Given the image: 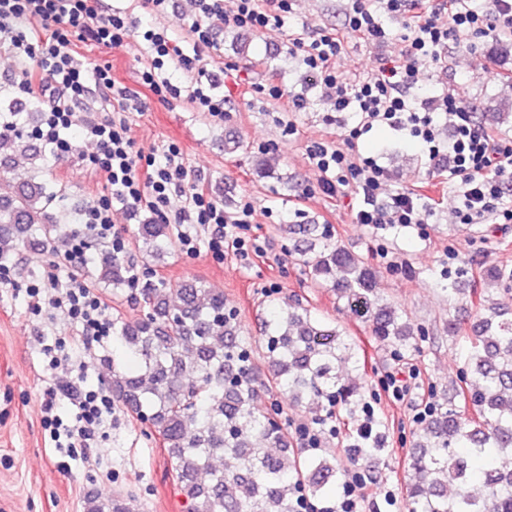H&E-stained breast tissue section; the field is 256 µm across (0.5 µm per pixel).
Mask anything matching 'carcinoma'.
<instances>
[{
    "mask_svg": "<svg viewBox=\"0 0 512 512\" xmlns=\"http://www.w3.org/2000/svg\"><path fill=\"white\" fill-rule=\"evenodd\" d=\"M0 128V175L15 156L42 169V149L5 113ZM64 193L35 174L13 195L0 198V259L21 244L55 255L69 251L80 232L72 219L54 212ZM141 259L159 267L171 253L170 227L149 217L138 225ZM314 284L330 289L353 309L378 342L398 355L417 349L407 311L384 301L374 288L376 271L359 256L325 244L307 262ZM133 265L109 248L98 250L94 279L102 288L129 285ZM512 273L481 271L473 288H450L448 298L470 294L477 321L464 335L459 315L448 317V339L464 347L455 400L442 406L416 437L405 461L408 512H512V305L484 308L481 285L509 293ZM138 294L146 309L139 319L112 323V335L135 374H115L112 398L150 424L173 461L187 512H292L296 486L313 498H329L342 480L336 457L293 448L284 409L257 405L253 349L228 309L224 295L198 281L175 288L145 280ZM263 386L288 394V404L310 405L314 420L338 410L354 416L361 393L341 382L336 369L360 370L359 345L346 331L311 316L300 304L269 309L262 336ZM382 439L364 428L348 438L357 460L373 463ZM211 472L208 482L199 480ZM86 512H127L122 498L90 499Z\"/></svg>",
    "mask_w": 512,
    "mask_h": 512,
    "instance_id": "cac0c4a2",
    "label": "carcinoma"
}]
</instances>
